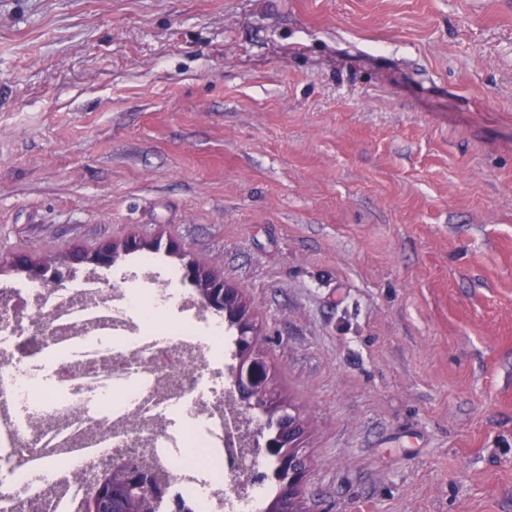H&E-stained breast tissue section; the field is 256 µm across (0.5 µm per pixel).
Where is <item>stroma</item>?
Instances as JSON below:
<instances>
[{
    "mask_svg": "<svg viewBox=\"0 0 512 512\" xmlns=\"http://www.w3.org/2000/svg\"><path fill=\"white\" fill-rule=\"evenodd\" d=\"M130 239L245 303L307 512H512V0H0V282Z\"/></svg>",
    "mask_w": 512,
    "mask_h": 512,
    "instance_id": "obj_1",
    "label": "stroma"
}]
</instances>
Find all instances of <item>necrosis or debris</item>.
Wrapping results in <instances>:
<instances>
[{
  "mask_svg": "<svg viewBox=\"0 0 512 512\" xmlns=\"http://www.w3.org/2000/svg\"><path fill=\"white\" fill-rule=\"evenodd\" d=\"M233 348L152 259L0 284V512H86L97 474L143 463L157 512H264L275 464Z\"/></svg>",
  "mask_w": 512,
  "mask_h": 512,
  "instance_id": "1",
  "label": "necrosis or debris"
}]
</instances>
